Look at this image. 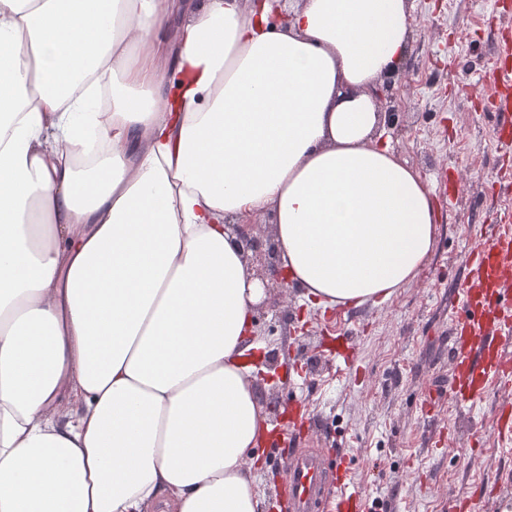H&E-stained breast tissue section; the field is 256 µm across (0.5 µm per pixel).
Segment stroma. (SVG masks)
Returning a JSON list of instances; mask_svg holds the SVG:
<instances>
[{"instance_id":"1","label":"stroma","mask_w":512,"mask_h":512,"mask_svg":"<svg viewBox=\"0 0 512 512\" xmlns=\"http://www.w3.org/2000/svg\"><path fill=\"white\" fill-rule=\"evenodd\" d=\"M409 5L408 55L377 84L375 101L391 115L383 140L399 160L429 181L450 175L434 250L415 281L359 308L325 310L303 303L299 289H273L254 315L248 370H266L276 354L275 382L258 387L268 424L287 428L292 408L307 406L316 423L295 438L344 455L368 512H448L452 497L512 512V450L494 433L496 395L476 404L443 397L469 255L484 246V225L512 207V151L495 144L486 77L497 45L512 41V0ZM338 336L355 343L352 364L330 353ZM252 454L262 512H281L288 459L267 438Z\"/></svg>"}]
</instances>
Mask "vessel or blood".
Listing matches in <instances>:
<instances>
[{
  "label": "vessel or blood",
  "mask_w": 512,
  "mask_h": 512,
  "mask_svg": "<svg viewBox=\"0 0 512 512\" xmlns=\"http://www.w3.org/2000/svg\"><path fill=\"white\" fill-rule=\"evenodd\" d=\"M489 79L499 94L492 107L512 122V68L493 67ZM487 245L472 257L474 276L463 290L467 312L457 324L451 346L454 380L451 397L477 401L490 384L512 387V309L502 307L512 295V231L491 227ZM288 482L282 491L288 512H360L361 496L335 477L331 462L317 448H292Z\"/></svg>",
  "instance_id": "vessel-or-blood-1"
}]
</instances>
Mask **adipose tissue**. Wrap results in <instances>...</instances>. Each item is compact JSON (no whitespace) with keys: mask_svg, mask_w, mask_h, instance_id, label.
I'll return each mask as SVG.
<instances>
[{"mask_svg":"<svg viewBox=\"0 0 512 512\" xmlns=\"http://www.w3.org/2000/svg\"><path fill=\"white\" fill-rule=\"evenodd\" d=\"M0 0V512H259L251 278L271 213L313 306L434 250L371 91L408 0Z\"/></svg>","mask_w":512,"mask_h":512,"instance_id":"ef3b65f1","label":"adipose tissue"}]
</instances>
